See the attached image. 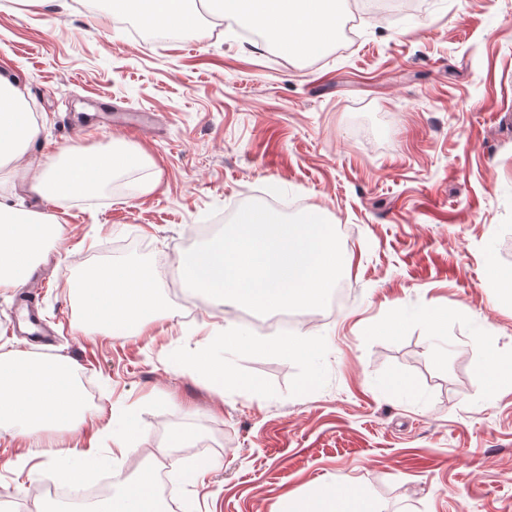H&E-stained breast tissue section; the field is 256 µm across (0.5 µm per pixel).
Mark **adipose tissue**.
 <instances>
[{
    "label": "adipose tissue",
    "instance_id": "ef3b65f1",
    "mask_svg": "<svg viewBox=\"0 0 512 512\" xmlns=\"http://www.w3.org/2000/svg\"><path fill=\"white\" fill-rule=\"evenodd\" d=\"M218 19L249 20L277 34L284 53L322 54L333 42L339 14L336 0H215ZM131 11L157 29L193 32L198 28L197 0H127ZM38 134L20 102L18 90L0 82V165L11 161L19 146ZM135 162L123 146L110 145L90 154L66 152L61 163H50L28 184L41 198L79 195L101 186ZM60 225L33 212H17L0 200V287L23 284L48 240L60 239ZM161 272L139 265L98 267L76 282L80 300L78 329L110 337L138 336L155 321L168 318L161 296ZM269 355L312 357L315 340L308 335L286 336L269 343L236 330L210 337L191 361L193 371L219 389L241 394L259 392L260 379L242 374L230 359L237 350ZM73 365L63 358L15 352L0 359V430L20 441L41 432L75 429L89 407L75 386ZM96 512H164L155 493L151 470L142 469L119 482L115 493ZM283 512H374L356 485L344 490L323 489L310 499H291Z\"/></svg>",
    "mask_w": 512,
    "mask_h": 512
}]
</instances>
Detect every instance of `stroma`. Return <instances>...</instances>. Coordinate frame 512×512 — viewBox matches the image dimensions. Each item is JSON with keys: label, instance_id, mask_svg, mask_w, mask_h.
Wrapping results in <instances>:
<instances>
[{"label": "stroma", "instance_id": "1", "mask_svg": "<svg viewBox=\"0 0 512 512\" xmlns=\"http://www.w3.org/2000/svg\"><path fill=\"white\" fill-rule=\"evenodd\" d=\"M68 2L60 14L0 0V75L39 128L27 156L120 140L143 158L120 184L43 201L0 169L8 203L64 228L30 271L55 336L42 352L69 358L97 399L91 422L27 465L23 443L0 438V500L33 512L37 490L67 489L72 448L91 445L101 462L86 486L154 456L176 512H281L349 484L377 512H512V386L488 389L478 370L482 349L512 353V298L486 280L488 267L512 271V0H426L411 25L364 13L348 47L318 57L206 21L143 43L117 30L113 0ZM257 191L323 211L356 293L304 322L321 343L313 360L235 357L263 382L248 397L186 363L225 326L273 332L231 305L180 310L176 258ZM132 263L163 273L172 318L125 339L74 331L82 270ZM429 309L445 313L439 326ZM397 315L402 332L377 335ZM397 375L410 391L385 388ZM128 414L145 438L123 455L101 430ZM180 428L198 440L170 450ZM204 459L215 468L186 481Z\"/></svg>", "mask_w": 512, "mask_h": 512}]
</instances>
